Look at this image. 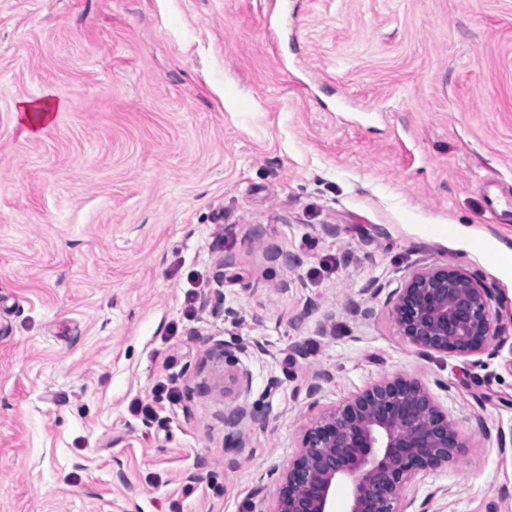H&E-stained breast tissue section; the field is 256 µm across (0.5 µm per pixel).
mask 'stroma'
I'll use <instances>...</instances> for the list:
<instances>
[{
  "label": "stroma",
  "mask_w": 512,
  "mask_h": 512,
  "mask_svg": "<svg viewBox=\"0 0 512 512\" xmlns=\"http://www.w3.org/2000/svg\"><path fill=\"white\" fill-rule=\"evenodd\" d=\"M492 177L512 0H0V512H269L307 386L395 375L465 443L411 496L512 512ZM447 263L496 289L495 355L400 336L392 294ZM52 109L53 105L48 100L40 103H34L30 100L23 101L21 112H24L26 122L34 131L33 134H36L39 128L44 126Z\"/></svg>",
  "instance_id": "obj_1"
}]
</instances>
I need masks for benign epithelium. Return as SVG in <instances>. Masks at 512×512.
I'll return each mask as SVG.
<instances>
[{"label": "benign epithelium", "instance_id": "1", "mask_svg": "<svg viewBox=\"0 0 512 512\" xmlns=\"http://www.w3.org/2000/svg\"><path fill=\"white\" fill-rule=\"evenodd\" d=\"M394 296L400 335L423 353L483 355L501 335L495 289L459 266L422 268ZM462 447L425 383L384 378L324 410L305 429L268 512H335L340 487L348 492L346 512H408L415 499L405 491Z\"/></svg>", "mask_w": 512, "mask_h": 512}]
</instances>
